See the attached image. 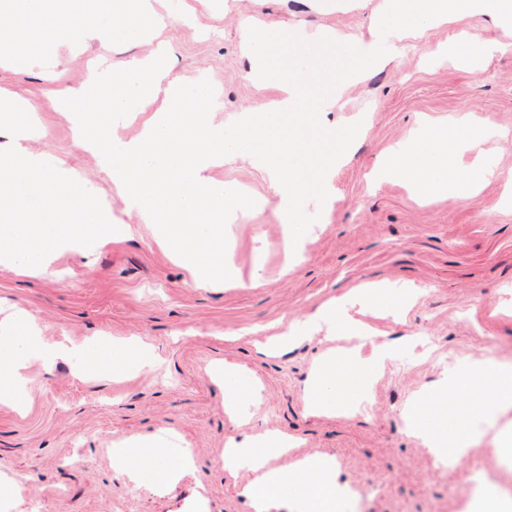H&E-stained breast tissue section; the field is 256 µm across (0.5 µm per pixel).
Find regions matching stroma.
I'll return each instance as SVG.
<instances>
[{
	"label": "stroma",
	"instance_id": "obj_1",
	"mask_svg": "<svg viewBox=\"0 0 512 512\" xmlns=\"http://www.w3.org/2000/svg\"><path fill=\"white\" fill-rule=\"evenodd\" d=\"M197 2L161 0L169 21L161 34L170 45L166 66L186 83H212L221 108L211 118L223 127L275 95L242 76L240 15L270 31L290 23L308 36L323 27L355 39L369 34L378 52L387 50L386 31L376 24L382 0H211V34L188 15ZM459 32L474 45L498 40L500 50L477 71L426 62L429 51ZM145 51L136 39L107 46L90 39L80 47L57 43L46 66L0 64V96L24 101L39 130L31 150L80 177L108 203L113 223L133 228L131 236L99 246L92 259L60 253L36 277L0 266V300L30 314L43 347L69 351L50 372L30 358L21 371V408L0 404V512H31L35 501L40 512H254L244 493L248 475L225 470L222 454L227 438L261 431L299 437L296 455L334 457V480L362 494L363 512H476L485 493L512 504L500 490L512 483V450L492 434L479 440L463 470L445 469L402 419L411 398L422 394L436 404L429 424L443 423L448 406L464 403L454 390L456 374L485 356L512 361V314L501 311L512 303V211L499 206L512 174V141L489 137L464 153L457 175H466L479 153L495 168L467 203L450 193L421 203L399 182L375 190L367 184L376 160L407 139L421 117L441 124L468 112L482 127L512 129V33L484 17H465L428 30L399 62L366 71L341 110L325 116L336 129L359 114L368 125L336 170L341 199L290 260L275 202L239 214L226 227V256L240 277L232 288L196 287L113 193L98 159L78 146L66 114L47 104L88 69L109 71ZM210 175L253 195L268 192L265 173L244 158ZM381 278L420 290L405 319L374 322L380 340L395 345V361L356 415L306 414L303 394L318 358L351 348V341L320 335L275 357L259 353L258 343L291 320L313 316L328 299ZM103 338L137 339L154 362L132 356L100 372L95 350ZM218 360L240 365L246 388L257 392L242 405L244 424L224 413V389L209 375ZM167 429L190 449L192 467L166 488L130 490L113 463L114 446H146Z\"/></svg>",
	"mask_w": 512,
	"mask_h": 512
}]
</instances>
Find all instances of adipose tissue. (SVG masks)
Masks as SVG:
<instances>
[{
	"label": "adipose tissue",
	"mask_w": 512,
	"mask_h": 512,
	"mask_svg": "<svg viewBox=\"0 0 512 512\" xmlns=\"http://www.w3.org/2000/svg\"><path fill=\"white\" fill-rule=\"evenodd\" d=\"M475 14L490 18L496 27L512 30V0H384L382 19L388 25L391 49L388 53L377 54L367 45L363 53L370 65H387L399 58L407 40L422 37L428 29L453 22L461 16ZM497 49L498 44L493 40L475 51L450 41L438 44L428 57L447 59L460 67L477 70ZM453 123L456 127L454 136L447 137L423 126L410 139L397 143L372 167L371 183L399 181L415 197L450 191L464 202L475 198L485 176L484 162H477L463 180L451 181L448 174L455 155L474 149L481 129L465 114L454 118ZM419 295V289L407 282L388 279L366 282L325 303L314 316L293 321L284 331L268 338L261 349L270 354L321 333L328 336L337 333L358 341L369 339L372 329L365 320L366 315L385 307L390 315L400 317L415 305ZM24 321L21 311L9 307L0 311V363L17 371L24 368L30 355L35 354L45 370H52L60 356L59 351L43 349L33 331H25L20 337L14 335V328ZM395 357V349L388 345L379 347L375 362L370 366L364 365L353 349L322 355L306 388L308 411L353 415L357 406L351 400L341 398V384L359 379L358 396L360 400H367L377 376ZM475 375L492 384V402L488 405L472 403L469 414L473 420L495 425L500 417L512 412V364L491 358L474 361L468 375L456 380L457 390L469 393L471 378ZM427 405L428 399L423 395L414 397L407 405L403 418L408 434L420 440L438 466L462 468L477 442L474 429L463 423L447 438L438 437L422 424L421 416ZM153 445L154 450L150 453L142 452L129 442L113 449V461L127 474L131 489H138L147 481L158 487L167 486L192 467L190 450L180 447L171 433L157 435ZM297 446L296 439L283 432L272 436L251 435L241 440L232 437L225 442V469L251 475L246 492L254 512H266L269 501L281 496L292 497L299 512H335L337 501L346 494L345 489L311 481L313 474L333 470L332 458L303 457L295 459L289 467L278 466V459Z\"/></svg>",
	"instance_id": "ef3b65f1"
}]
</instances>
